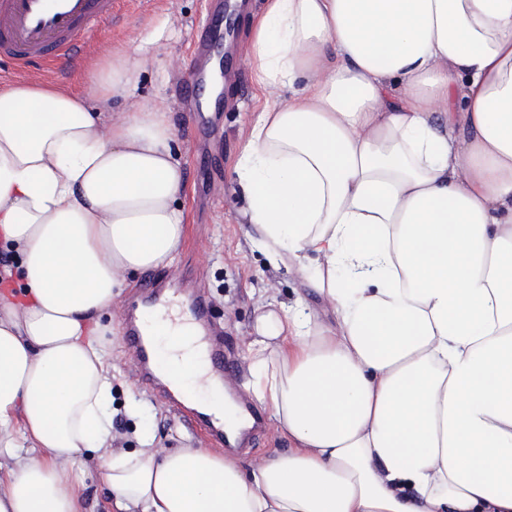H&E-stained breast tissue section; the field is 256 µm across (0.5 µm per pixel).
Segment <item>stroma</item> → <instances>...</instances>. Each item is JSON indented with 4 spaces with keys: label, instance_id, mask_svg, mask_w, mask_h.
I'll use <instances>...</instances> for the list:
<instances>
[{
    "label": "stroma",
    "instance_id": "35a3bbf8",
    "mask_svg": "<svg viewBox=\"0 0 512 512\" xmlns=\"http://www.w3.org/2000/svg\"><path fill=\"white\" fill-rule=\"evenodd\" d=\"M219 0H122L115 21L100 24L91 38L101 53L137 51L142 61L132 98L164 99L171 106L185 193L179 204L186 236L174 263L156 270L166 289L181 300L196 293L210 302L213 322L224 329V347L240 366L248 364V344L260 306L269 299L291 304L304 297L312 311L326 305L287 265L255 247L249 225L239 223L235 167L242 142L268 97L257 85L246 58V31L236 33L235 58L223 81L224 97L214 112L201 108L197 75L205 60L196 54L198 30L213 17ZM131 98V99H132ZM123 322L112 319L110 361L113 445L137 448V435L150 431L166 448L205 447L181 414L155 398L126 362Z\"/></svg>",
    "mask_w": 512,
    "mask_h": 512
}]
</instances>
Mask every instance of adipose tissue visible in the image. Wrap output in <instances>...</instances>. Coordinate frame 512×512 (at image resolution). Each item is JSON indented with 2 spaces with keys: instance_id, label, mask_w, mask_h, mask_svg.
Instances as JSON below:
<instances>
[{
  "instance_id": "obj_1",
  "label": "adipose tissue",
  "mask_w": 512,
  "mask_h": 512,
  "mask_svg": "<svg viewBox=\"0 0 512 512\" xmlns=\"http://www.w3.org/2000/svg\"><path fill=\"white\" fill-rule=\"evenodd\" d=\"M249 63L272 101L241 148L238 215L325 302H268L250 387L287 453L113 447L107 332L129 275L171 265L185 183L170 105L115 116L141 61L79 92L0 88V512H512V0H265ZM445 113L435 123L434 113ZM177 301L147 328L229 438L242 427ZM83 468V466H82ZM84 470L83 511L110 512L111 491L94 470Z\"/></svg>"
}]
</instances>
